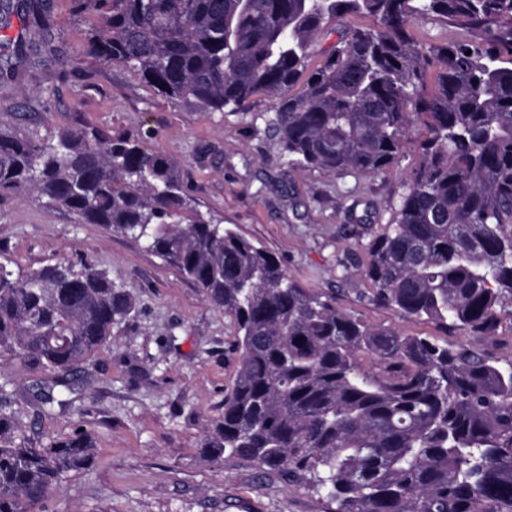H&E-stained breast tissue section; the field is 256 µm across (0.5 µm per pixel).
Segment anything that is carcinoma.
<instances>
[{
  "label": "carcinoma",
  "mask_w": 512,
  "mask_h": 512,
  "mask_svg": "<svg viewBox=\"0 0 512 512\" xmlns=\"http://www.w3.org/2000/svg\"><path fill=\"white\" fill-rule=\"evenodd\" d=\"M101 16L86 42L171 100L237 111L256 94L290 166L378 174L417 122L426 138L393 219L365 245L373 305L443 330L496 335L512 299V0H71ZM0 74L43 62L41 0H0ZM299 82L311 48L347 16ZM459 32L425 46L413 27ZM487 34L484 40L473 35ZM434 88L426 90L429 70ZM35 193L143 241L236 327L237 370L199 444L323 496L326 512H512V358L405 336L300 287L280 259L191 205L179 166L139 138L0 126V196ZM137 302L90 264L27 275L0 261V358L50 376L34 400L71 404L69 376L127 324ZM96 457L83 430L34 445L17 395L0 387V512H34Z\"/></svg>",
  "instance_id": "obj_1"
}]
</instances>
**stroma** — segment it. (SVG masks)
<instances>
[{"instance_id": "35a3bbf8", "label": "stroma", "mask_w": 512, "mask_h": 512, "mask_svg": "<svg viewBox=\"0 0 512 512\" xmlns=\"http://www.w3.org/2000/svg\"><path fill=\"white\" fill-rule=\"evenodd\" d=\"M46 2L57 22L52 50L24 81L0 77V123L22 135L72 126L152 131L146 148L180 164L196 208L277 255L301 287L335 293L341 308L373 325L512 356L511 305L501 310L498 336L488 338L445 335L364 299L363 247L389 222L418 166L423 129L377 175L287 166L265 128V95L226 114L166 99L121 66L93 68L83 54L89 17L70 13L65 0ZM0 259L23 274L86 262L108 270L138 303L134 320L76 373L67 408L42 412L31 401L40 374L0 361V384L15 390L33 442L79 429L96 438L92 467L50 491L44 512H324L322 498L302 486L247 463L200 459L204 421L219 411L236 359L231 318L195 282L143 242L79 223L36 195L0 199Z\"/></svg>"}]
</instances>
